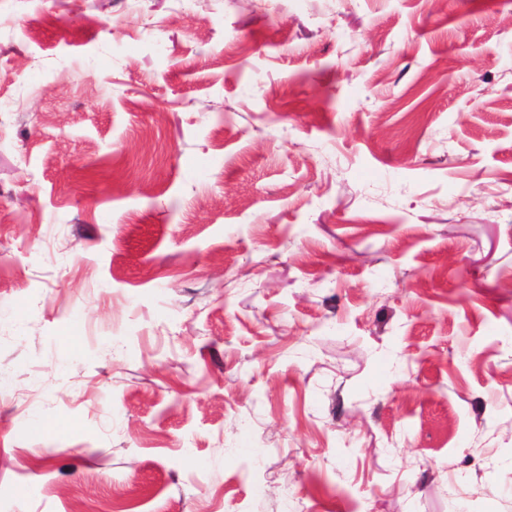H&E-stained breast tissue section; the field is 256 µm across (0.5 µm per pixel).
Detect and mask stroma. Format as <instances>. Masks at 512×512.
I'll return each mask as SVG.
<instances>
[{"label":"stroma","mask_w":512,"mask_h":512,"mask_svg":"<svg viewBox=\"0 0 512 512\" xmlns=\"http://www.w3.org/2000/svg\"><path fill=\"white\" fill-rule=\"evenodd\" d=\"M512 512V0H0V512Z\"/></svg>","instance_id":"35a3bbf8"}]
</instances>
